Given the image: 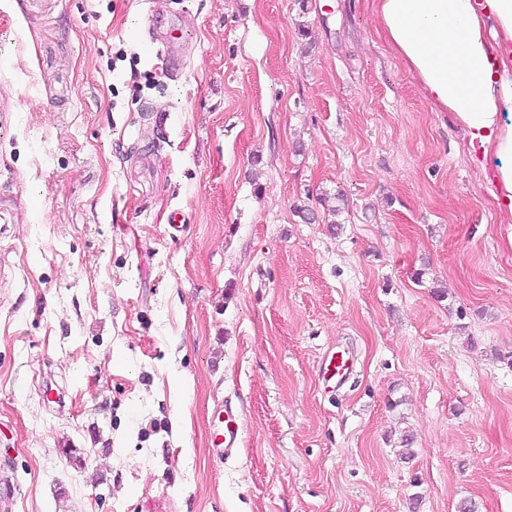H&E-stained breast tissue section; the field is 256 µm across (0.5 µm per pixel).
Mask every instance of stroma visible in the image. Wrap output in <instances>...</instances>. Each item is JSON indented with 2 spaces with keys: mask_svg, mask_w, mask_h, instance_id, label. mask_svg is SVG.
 I'll list each match as a JSON object with an SVG mask.
<instances>
[{
  "mask_svg": "<svg viewBox=\"0 0 512 512\" xmlns=\"http://www.w3.org/2000/svg\"><path fill=\"white\" fill-rule=\"evenodd\" d=\"M150 2L0 0V507L512 512L495 156L379 0ZM184 41L183 35L175 36L173 33L165 31L164 35L155 47L156 54L160 56L163 63L167 66L174 64L178 59V48ZM353 372V360L343 352L329 353L322 361L320 373L329 393H336ZM334 379V383H332ZM209 441L212 450L229 460L236 456L241 427L231 406L216 405L211 414Z\"/></svg>",
  "mask_w": 512,
  "mask_h": 512,
  "instance_id": "1",
  "label": "stroma"
}]
</instances>
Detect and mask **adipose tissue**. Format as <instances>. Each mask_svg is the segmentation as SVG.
<instances>
[{
	"instance_id": "1",
	"label": "adipose tissue",
	"mask_w": 512,
	"mask_h": 512,
	"mask_svg": "<svg viewBox=\"0 0 512 512\" xmlns=\"http://www.w3.org/2000/svg\"><path fill=\"white\" fill-rule=\"evenodd\" d=\"M496 19L504 34L491 48L480 12ZM381 22L410 62L429 96L453 112L480 155L499 160L495 198L512 215V122L503 109L512 102V79L499 71L512 59V0H380Z\"/></svg>"
}]
</instances>
